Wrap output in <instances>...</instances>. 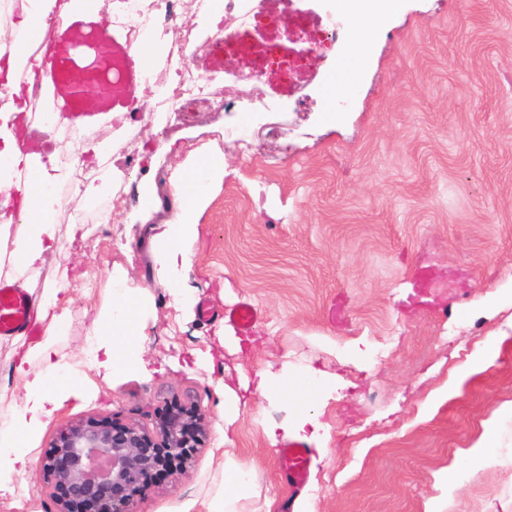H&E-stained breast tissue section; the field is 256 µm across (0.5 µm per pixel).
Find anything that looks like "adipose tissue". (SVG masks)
<instances>
[{
	"label": "adipose tissue",
	"mask_w": 512,
	"mask_h": 512,
	"mask_svg": "<svg viewBox=\"0 0 512 512\" xmlns=\"http://www.w3.org/2000/svg\"><path fill=\"white\" fill-rule=\"evenodd\" d=\"M103 7L104 0H10L8 17L0 21V243H14L10 254L0 253V263L8 262V278L23 287L43 254L57 243L54 215L59 201L53 190L70 182L71 170L59 165L56 154L32 151V130L53 131L61 118L54 112L30 125L31 90L21 86L17 74L25 72L32 80L50 71L64 31L99 21ZM226 175L219 151L189 152L171 177L175 213L157 226L153 236L158 276L187 312L196 304L195 290L187 284L191 247ZM62 285L59 279L46 284L37 299L35 318L43 326L42 340L16 350L15 372L23 395L0 414L5 418L0 425V479L31 465L29 440L76 386L88 384L94 375L106 382L115 375L145 369L138 346L143 288L129 286L121 276H110L108 301L92 331L96 355L84 372L58 352L66 325L65 313L57 309ZM36 361L41 364L37 371L31 368ZM257 377L256 390L266 400L292 402L297 424L312 417L326 394L324 378L292 373L284 366L267 364ZM223 468L224 491L214 497L208 512H237V502L252 488L253 471L245 463L228 454Z\"/></svg>",
	"instance_id": "1"
}]
</instances>
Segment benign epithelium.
<instances>
[{"mask_svg": "<svg viewBox=\"0 0 512 512\" xmlns=\"http://www.w3.org/2000/svg\"><path fill=\"white\" fill-rule=\"evenodd\" d=\"M155 430L159 446L183 467L204 442L201 408L195 405L177 418H162ZM152 448L151 436L136 426L124 425L118 434L112 424L90 420L61 431L37 468L58 512H137L141 473L166 463Z\"/></svg>", "mask_w": 512, "mask_h": 512, "instance_id": "7a95c632", "label": "benign epithelium"}]
</instances>
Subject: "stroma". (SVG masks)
Instances as JSON below:
<instances>
[{"instance_id":"stroma-1","label":"stroma","mask_w":512,"mask_h":512,"mask_svg":"<svg viewBox=\"0 0 512 512\" xmlns=\"http://www.w3.org/2000/svg\"><path fill=\"white\" fill-rule=\"evenodd\" d=\"M325 15L329 0H272L255 28L234 21L222 37L202 33L189 51L217 95L172 114L165 128L135 112L87 125L88 139L136 137L114 149L108 223L73 238L69 204L59 206L58 244L30 281L33 294L74 267L59 294L67 313L58 351L83 361L108 298L111 272L147 292L140 355L150 373L128 372L69 397L33 439L39 459L58 433L90 419L152 427L173 402H198L208 437L194 463L153 485L138 512H207L224 480L225 453L251 465L254 494L240 512H291L304 497L315 512H512V0H406L381 34L364 41L357 89L333 94L351 46L314 28L289 29L292 10ZM296 38L315 50L313 66L284 78L268 45ZM257 71L266 103L228 112L243 88L236 72ZM246 129L249 153L222 134ZM172 147L164 151L161 141ZM212 147L230 174L191 248L188 283L217 309L186 317L156 272L153 234L171 219L170 178L189 150ZM152 183L159 205L143 213L137 185ZM250 299L263 317L254 348L226 354L232 334L219 311ZM493 362L439 399L456 370L488 337ZM213 363H203L204 355ZM329 377L332 396L317 423L296 435L316 470L294 485L267 432L290 424L292 406L240 391L232 435L215 389L222 365L254 378L267 362ZM498 421L493 462L471 468L464 452L483 424ZM451 469L459 487L435 481ZM25 499L0 482V512H57L35 467L21 472Z\"/></svg>"}]
</instances>
